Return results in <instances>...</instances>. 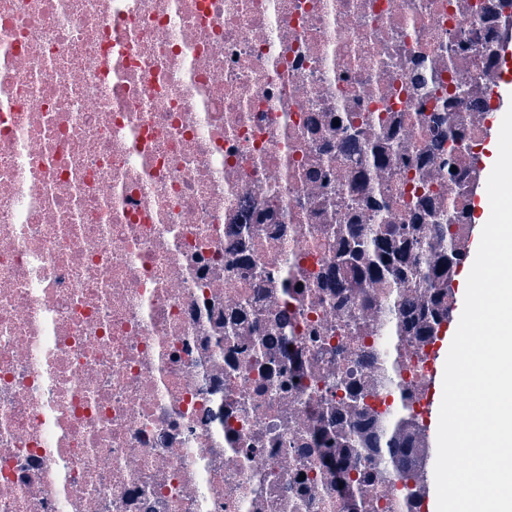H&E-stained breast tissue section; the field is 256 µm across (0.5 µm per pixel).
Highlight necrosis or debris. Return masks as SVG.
<instances>
[{
    "label": "necrosis or debris",
    "instance_id": "obj_1",
    "mask_svg": "<svg viewBox=\"0 0 512 512\" xmlns=\"http://www.w3.org/2000/svg\"><path fill=\"white\" fill-rule=\"evenodd\" d=\"M510 19L512 0H0V512H361L364 486L370 512H429L407 476L432 345L399 337L390 385L381 331L431 287L355 284L330 229L376 223L352 194L391 225L423 194L469 203L442 163L484 139ZM339 115L394 135L384 169ZM404 398L403 461L350 447Z\"/></svg>",
    "mask_w": 512,
    "mask_h": 512
}]
</instances>
